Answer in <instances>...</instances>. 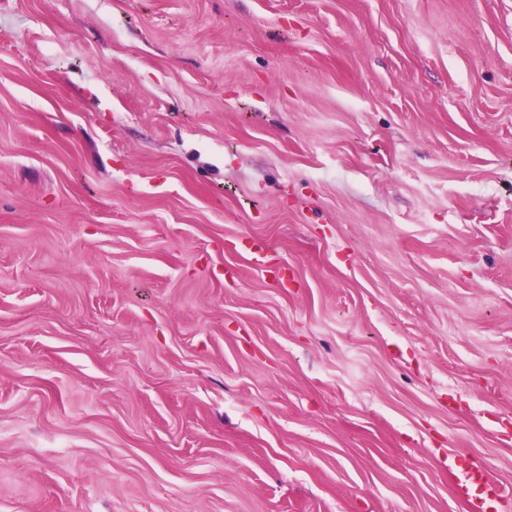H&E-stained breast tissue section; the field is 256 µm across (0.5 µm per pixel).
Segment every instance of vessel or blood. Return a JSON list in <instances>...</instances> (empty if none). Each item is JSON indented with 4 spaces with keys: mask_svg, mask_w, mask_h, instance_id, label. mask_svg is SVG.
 <instances>
[{
    "mask_svg": "<svg viewBox=\"0 0 512 512\" xmlns=\"http://www.w3.org/2000/svg\"><path fill=\"white\" fill-rule=\"evenodd\" d=\"M446 463L449 477L456 480L457 496L465 501L468 512H508L483 465L460 452L449 454Z\"/></svg>",
    "mask_w": 512,
    "mask_h": 512,
    "instance_id": "obj_1",
    "label": "vessel or blood"
}]
</instances>
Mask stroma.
I'll return each mask as SVG.
<instances>
[{
	"label": "stroma",
	"mask_w": 512,
	"mask_h": 512,
	"mask_svg": "<svg viewBox=\"0 0 512 512\" xmlns=\"http://www.w3.org/2000/svg\"><path fill=\"white\" fill-rule=\"evenodd\" d=\"M457 451L512 499V0H0V512H465Z\"/></svg>",
	"instance_id": "obj_1"
}]
</instances>
